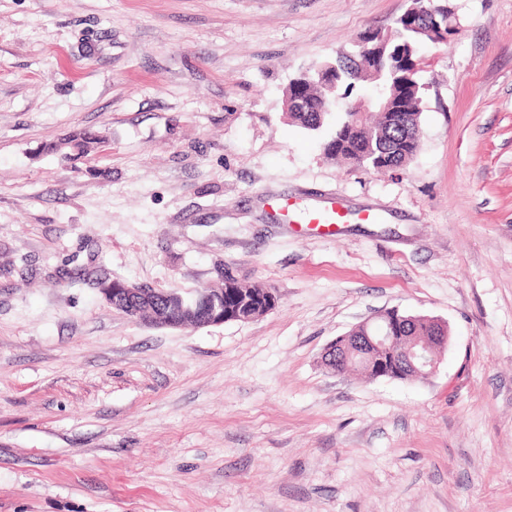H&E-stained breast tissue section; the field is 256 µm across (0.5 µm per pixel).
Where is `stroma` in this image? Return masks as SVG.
<instances>
[{"label": "stroma", "mask_w": 512, "mask_h": 512, "mask_svg": "<svg viewBox=\"0 0 512 512\" xmlns=\"http://www.w3.org/2000/svg\"><path fill=\"white\" fill-rule=\"evenodd\" d=\"M441 2L377 174L284 94L409 0H0V512H512V0ZM228 273L275 308L173 329L97 288ZM390 309L447 325L429 380L322 366ZM103 142V136L91 131H85L70 136L63 144L67 145L76 155H85L91 149L98 148ZM348 218L347 212L331 204L321 210L310 212L305 220L309 224H316L318 227L325 228L327 234H334L339 228L338 224H343ZM334 227H336L334 229Z\"/></svg>", "instance_id": "stroma-1"}]
</instances>
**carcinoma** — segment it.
Here are the masks:
<instances>
[{"label":"carcinoma","mask_w":512,"mask_h":512,"mask_svg":"<svg viewBox=\"0 0 512 512\" xmlns=\"http://www.w3.org/2000/svg\"><path fill=\"white\" fill-rule=\"evenodd\" d=\"M336 97L351 103L365 98L367 85H377L385 91L394 87L407 93L411 101L410 112H384L377 110L360 119L355 112L319 111L320 88L309 69L295 77L291 84L302 86V111L287 113L288 118L304 130L323 135L326 155L345 159L373 172L391 171L412 161L420 146V106L424 101L426 86L418 75L406 85L401 75L404 67L387 59L382 64L374 62L361 46L347 54L342 52L336 60ZM103 143V136L91 131L79 132L65 140V145L78 155H85ZM181 292L171 289L157 290L162 303L172 304L171 315L181 317L186 326L197 325L205 310H194V305L180 299ZM253 309L265 314L275 307V298L265 289L244 284L230 275L224 277V318L236 315L244 300ZM379 325L393 326L397 335L431 336L433 324L422 316L413 320L397 309L386 311Z\"/></svg>","instance_id":"1"}]
</instances>
